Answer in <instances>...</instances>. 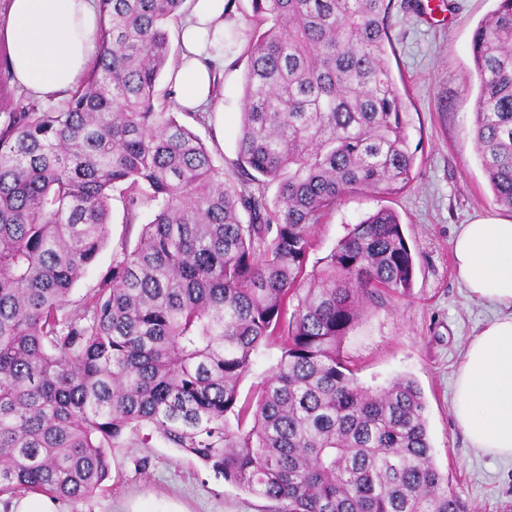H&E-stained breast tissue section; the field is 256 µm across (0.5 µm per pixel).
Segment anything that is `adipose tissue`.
<instances>
[{
	"instance_id": "adipose-tissue-1",
	"label": "adipose tissue",
	"mask_w": 512,
	"mask_h": 512,
	"mask_svg": "<svg viewBox=\"0 0 512 512\" xmlns=\"http://www.w3.org/2000/svg\"><path fill=\"white\" fill-rule=\"evenodd\" d=\"M179 35L182 52L171 69L176 102L208 111L214 142L224 137V106L214 89L208 33H224V0H190ZM95 0H9L0 17L15 83L31 96L58 100L72 91L97 55ZM459 280L470 295L502 312L468 343L457 371L452 411L471 448L512 461V219L461 225L453 244Z\"/></svg>"
}]
</instances>
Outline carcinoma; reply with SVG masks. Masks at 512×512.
I'll list each match as a JSON object with an SVG mask.
<instances>
[{"label": "carcinoma", "mask_w": 512, "mask_h": 512, "mask_svg": "<svg viewBox=\"0 0 512 512\" xmlns=\"http://www.w3.org/2000/svg\"><path fill=\"white\" fill-rule=\"evenodd\" d=\"M98 3V55L67 106L0 121V496L85 499L112 449L155 434L273 512H465L434 465L418 384L373 392L341 353L367 302L411 291L396 212L353 225L306 274L312 231L342 196L415 179L392 0H251L231 177L157 94L186 0ZM471 51L473 143L512 210V0ZM116 189L124 224L145 206L153 219L73 300ZM279 339L257 401H241ZM281 350L282 345L279 340L261 348L254 358L251 371L240 383L239 391L242 401L250 398L256 385L273 370L281 356Z\"/></svg>", "instance_id": "1"}]
</instances>
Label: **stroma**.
<instances>
[{"label":"stroma","mask_w":512,"mask_h":512,"mask_svg":"<svg viewBox=\"0 0 512 512\" xmlns=\"http://www.w3.org/2000/svg\"><path fill=\"white\" fill-rule=\"evenodd\" d=\"M497 0H393L389 62L403 78L417 144L415 179L401 194L351 193L317 225L307 268L317 271L353 224L382 207L395 210L416 254L409 296L369 302L341 350L358 381L378 388L412 378L426 403L433 460L450 487L474 512H512V462L471 448L452 412L454 382L469 340L492 319L495 308L473 299L457 277L453 241L460 225L480 217H509L496 205L473 147L478 92L471 36L495 10ZM245 62L224 56L220 97L224 144L214 147L209 127L193 131L225 163L237 157ZM120 199H113L109 238L97 261L72 292L87 295L112 264L120 246H135L152 218L141 209L138 224L125 226ZM267 501L227 483L196 457L160 437L147 446L112 451L103 491L80 501L59 502V512H267Z\"/></svg>","instance_id":"1"}]
</instances>
